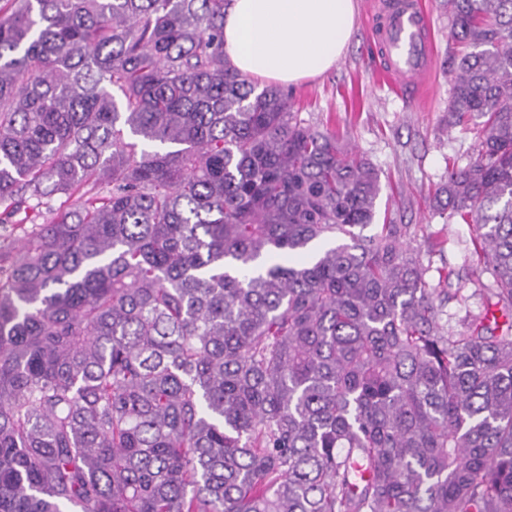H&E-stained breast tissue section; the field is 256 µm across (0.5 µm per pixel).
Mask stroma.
<instances>
[{
  "mask_svg": "<svg viewBox=\"0 0 512 512\" xmlns=\"http://www.w3.org/2000/svg\"><path fill=\"white\" fill-rule=\"evenodd\" d=\"M379 0H356L351 42L326 74L289 85L295 109L318 130L335 131L342 143L377 166L382 192L376 223L410 225L418 244L442 235L443 254L432 255L428 278L438 283V268H469L472 226L433 211L438 187L449 164H467L476 156L472 130L448 125L451 70L462 47L449 35L444 0H425L432 22L430 77L422 95L396 93L379 72L375 35Z\"/></svg>",
  "mask_w": 512,
  "mask_h": 512,
  "instance_id": "35a3bbf8",
  "label": "stroma"
}]
</instances>
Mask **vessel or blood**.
Instances as JSON below:
<instances>
[{"label":"vessel or blood","instance_id":"vessel-or-blood-1","mask_svg":"<svg viewBox=\"0 0 512 512\" xmlns=\"http://www.w3.org/2000/svg\"><path fill=\"white\" fill-rule=\"evenodd\" d=\"M431 31L422 0H385L378 36L388 60L384 75L394 89L411 85L428 72Z\"/></svg>","mask_w":512,"mask_h":512}]
</instances>
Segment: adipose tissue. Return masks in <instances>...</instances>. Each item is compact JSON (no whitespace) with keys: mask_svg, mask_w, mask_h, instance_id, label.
Returning <instances> with one entry per match:
<instances>
[{"mask_svg":"<svg viewBox=\"0 0 512 512\" xmlns=\"http://www.w3.org/2000/svg\"><path fill=\"white\" fill-rule=\"evenodd\" d=\"M354 0H230L224 51L241 73L291 84L331 69L354 30Z\"/></svg>","mask_w":512,"mask_h":512,"instance_id":"1","label":"adipose tissue"}]
</instances>
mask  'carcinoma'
<instances>
[{"label":"carcinoma","instance_id":"cac0c4a2","mask_svg":"<svg viewBox=\"0 0 512 512\" xmlns=\"http://www.w3.org/2000/svg\"><path fill=\"white\" fill-rule=\"evenodd\" d=\"M4 2L0 224L65 201L0 266V512H512V0H448L469 294L230 0Z\"/></svg>","mask_w":512,"mask_h":512}]
</instances>
